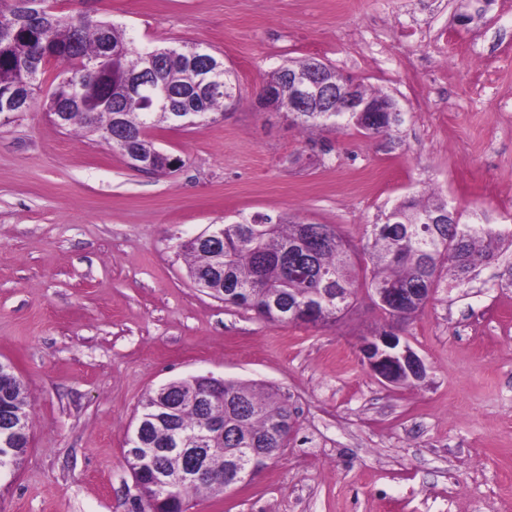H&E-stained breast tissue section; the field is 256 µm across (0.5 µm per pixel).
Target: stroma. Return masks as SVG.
I'll return each instance as SVG.
<instances>
[{"mask_svg": "<svg viewBox=\"0 0 512 512\" xmlns=\"http://www.w3.org/2000/svg\"><path fill=\"white\" fill-rule=\"evenodd\" d=\"M137 46L202 42L239 99L215 122L159 130L165 175L130 169L43 106L0 121V360L32 428L0 512H138L123 448L145 397L210 375L279 390L288 448L251 484L190 512H512V288L481 267L444 279L401 330L421 382L373 376L367 297L336 323L280 324L197 288L182 242L255 214H294L360 242L433 190L465 224L512 229V0H92ZM314 57L390 95V136L301 133L260 111L265 75Z\"/></svg>", "mask_w": 512, "mask_h": 512, "instance_id": "1", "label": "stroma"}]
</instances>
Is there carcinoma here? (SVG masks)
<instances>
[{"mask_svg": "<svg viewBox=\"0 0 512 512\" xmlns=\"http://www.w3.org/2000/svg\"><path fill=\"white\" fill-rule=\"evenodd\" d=\"M155 57L153 76L168 91L161 102L125 94L129 82L146 67L145 55ZM221 56L199 43L134 46L125 27L77 9L56 10L55 0H0V115L29 112L42 85L53 90L44 103L59 126H78L91 136L112 130V147L124 153L121 139L133 130L163 125L180 127L204 122L236 97L230 71L222 68L221 87L208 89V63ZM52 63L65 66L48 77ZM288 66L275 69L262 90L274 89L279 105L288 108L294 91L288 86ZM292 122L303 129L344 130L389 136L402 122L400 112H294ZM152 141L129 144L151 157L144 173L161 175L175 165L173 158L151 149ZM217 241L198 246L182 244L188 272L198 287L224 304L271 323H318L335 319L366 289L381 299L391 323L378 332L391 336L398 325L412 320L433 298L442 279L460 283L482 266L495 262L505 233L488 224H463L448 202L434 194L423 202L401 201L371 225L361 247L350 245L327 224H307L295 217L272 219L256 214L232 224H220ZM203 376L172 381L150 393L136 417L126 452H150L145 464L165 469L163 487L146 476L139 491V512H189L191 499L227 491V465L245 460L240 475L250 481L288 446L294 425L288 400L279 392L255 384L224 381L210 391ZM27 389L7 363H0V481L21 464L29 442L30 418L16 422L15 411L28 413ZM199 448H214L209 470L183 489L178 476Z\"/></svg>", "mask_w": 512, "mask_h": 512, "instance_id": "1", "label": "carcinoma"}]
</instances>
